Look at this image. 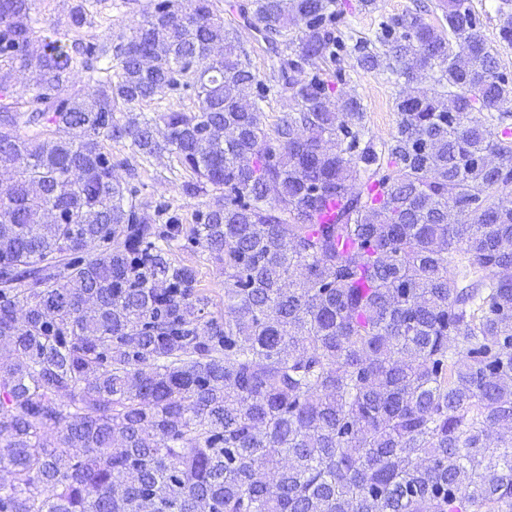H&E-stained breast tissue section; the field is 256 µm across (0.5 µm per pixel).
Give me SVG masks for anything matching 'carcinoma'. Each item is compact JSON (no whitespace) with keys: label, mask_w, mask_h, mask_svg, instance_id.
<instances>
[{"label":"carcinoma","mask_w":512,"mask_h":512,"mask_svg":"<svg viewBox=\"0 0 512 512\" xmlns=\"http://www.w3.org/2000/svg\"><path fill=\"white\" fill-rule=\"evenodd\" d=\"M445 6L350 47L338 0L239 5L288 101L268 130L213 0L68 44L0 0V512H512V80ZM343 52L403 81L380 149ZM168 91L193 108L142 111ZM126 142L219 192L190 229L142 214ZM175 248L224 265V317Z\"/></svg>","instance_id":"cac0c4a2"}]
</instances>
